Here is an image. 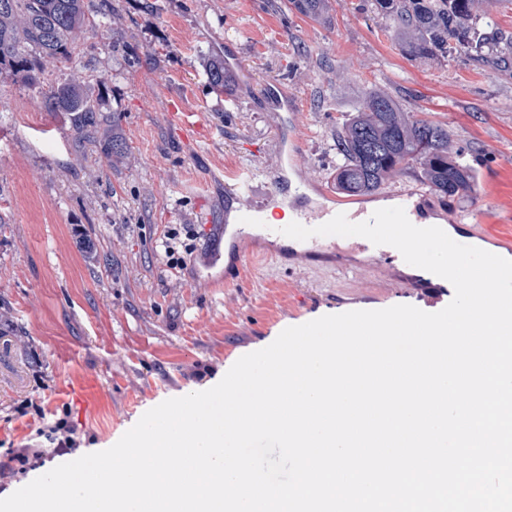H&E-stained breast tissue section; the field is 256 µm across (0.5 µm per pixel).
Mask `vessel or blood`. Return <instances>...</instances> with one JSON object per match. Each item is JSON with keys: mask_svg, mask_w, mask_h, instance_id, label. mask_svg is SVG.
Returning a JSON list of instances; mask_svg holds the SVG:
<instances>
[{"mask_svg": "<svg viewBox=\"0 0 512 512\" xmlns=\"http://www.w3.org/2000/svg\"><path fill=\"white\" fill-rule=\"evenodd\" d=\"M169 122L182 135L185 141L199 140L204 127L201 113L187 112L182 108H171ZM295 113H282L277 117V148L297 156L301 140L295 132ZM278 200L288 212L289 221H296L307 227L321 225L339 213H346L353 222L368 220L369 212L359 210H340L336 205H325L302 191L300 186L288 179L282 164H275L260 170L246 169L233 173L232 182L226 188L224 205V223L221 227L222 242L214 244L208 253L210 264H225V284L237 282L243 271L256 263L257 240L277 245L278 256H286L289 249V237L281 234L279 225L266 221L267 200ZM302 257L316 260L336 251L339 247L335 239L315 236L300 242ZM353 252L369 259L387 261L390 266L402 264L401 254L393 247L373 245L363 237L356 238L351 244ZM415 294L427 302L439 297L453 295L454 288L447 280L423 269H415L411 278Z\"/></svg>", "mask_w": 512, "mask_h": 512, "instance_id": "1", "label": "vessel or blood"}]
</instances>
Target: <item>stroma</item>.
Here are the masks:
<instances>
[{
	"mask_svg": "<svg viewBox=\"0 0 512 512\" xmlns=\"http://www.w3.org/2000/svg\"><path fill=\"white\" fill-rule=\"evenodd\" d=\"M360 2L331 0L317 22L268 0H109L76 33L71 61L38 58L32 84L0 79V462L5 445H44L37 428L64 416L78 454L110 447L286 327L413 304L403 270L359 267L348 251L305 272L261 261L228 287L200 237L186 268L168 269L165 231L223 216L228 172L274 162L265 84L298 105L302 149L288 176L309 194L333 190L336 131L376 85L446 122L477 163L472 200L438 197L435 211L512 235V76L464 57L408 60ZM211 63L237 74L233 89L210 85ZM342 69L347 81L331 85ZM65 82L100 111L92 138L44 108ZM174 103L203 113L199 144L171 128ZM29 400L39 411L20 415Z\"/></svg>",
	"mask_w": 512,
	"mask_h": 512,
	"instance_id": "obj_1",
	"label": "stroma"
}]
</instances>
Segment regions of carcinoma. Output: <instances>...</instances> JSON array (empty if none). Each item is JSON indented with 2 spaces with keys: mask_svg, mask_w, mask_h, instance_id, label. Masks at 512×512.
Instances as JSON below:
<instances>
[{
  "mask_svg": "<svg viewBox=\"0 0 512 512\" xmlns=\"http://www.w3.org/2000/svg\"><path fill=\"white\" fill-rule=\"evenodd\" d=\"M329 0H288L298 13L322 19ZM389 20L388 32L409 59L440 64L468 58L493 70L512 71V37L496 26L500 0H362ZM105 0H0V74L27 82L31 58L68 60L73 35L105 14ZM222 90L236 75L220 65L207 69ZM49 112H69L81 132L94 127L96 107L79 86L61 84L44 94ZM340 161L333 181L345 196L376 195L415 170L439 197L475 192V164L457 148L448 124L433 119L380 87L368 88L336 135Z\"/></svg>",
  "mask_w": 512,
  "mask_h": 512,
  "instance_id": "obj_1",
  "label": "carcinoma"
}]
</instances>
